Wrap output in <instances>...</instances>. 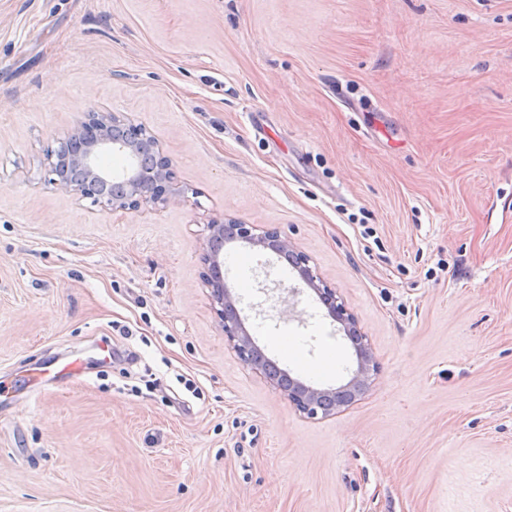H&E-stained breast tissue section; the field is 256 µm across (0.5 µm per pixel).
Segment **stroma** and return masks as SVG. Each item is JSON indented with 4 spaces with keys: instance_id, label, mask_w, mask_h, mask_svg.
I'll use <instances>...</instances> for the list:
<instances>
[{
    "instance_id": "obj_1",
    "label": "stroma",
    "mask_w": 512,
    "mask_h": 512,
    "mask_svg": "<svg viewBox=\"0 0 512 512\" xmlns=\"http://www.w3.org/2000/svg\"><path fill=\"white\" fill-rule=\"evenodd\" d=\"M86 112L144 126L181 200L48 185ZM222 217L357 315L379 369L353 405L307 418L225 342ZM224 253L265 355L346 383L297 272ZM0 379V512H512V0H0Z\"/></svg>"
}]
</instances>
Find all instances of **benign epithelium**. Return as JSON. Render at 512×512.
I'll use <instances>...</instances> for the list:
<instances>
[{
    "mask_svg": "<svg viewBox=\"0 0 512 512\" xmlns=\"http://www.w3.org/2000/svg\"><path fill=\"white\" fill-rule=\"evenodd\" d=\"M113 152L129 159L121 177L101 165V157ZM44 167L47 183L59 186L79 198L106 210L139 209L143 206L167 205L182 197V191L171 186L170 161L157 148L154 137L146 129L117 112H86L63 137L57 147L46 150ZM204 284L210 288L212 300L219 306L216 314L224 331V339L238 358L252 370L263 374L272 386L300 413L309 418L328 417L352 403L367 388L371 373L377 371L370 344L357 316L332 288L310 266L309 257L297 250L277 228L260 229L230 218L207 222ZM246 243L268 253L287 257L302 282L321 299L329 316L340 325L346 337L354 342L357 369L352 378L336 388H316L281 370L273 375L269 360L250 336L236 309V300L224 285L220 254L228 243Z\"/></svg>",
    "mask_w": 512,
    "mask_h": 512,
    "instance_id": "obj_1",
    "label": "benign epithelium"
}]
</instances>
